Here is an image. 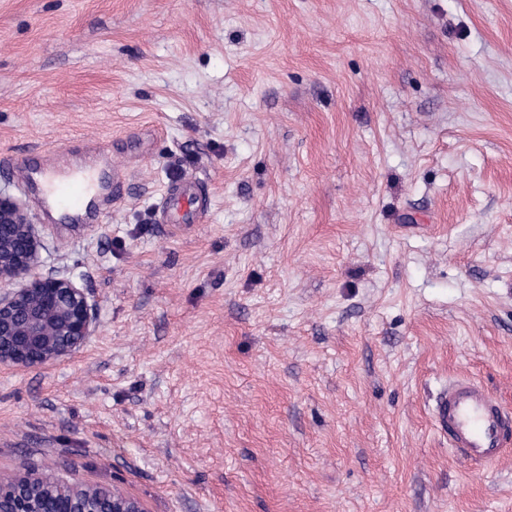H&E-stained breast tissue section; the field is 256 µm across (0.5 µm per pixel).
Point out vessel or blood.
Here are the masks:
<instances>
[{
  "instance_id": "1",
  "label": "vessel or blood",
  "mask_w": 512,
  "mask_h": 512,
  "mask_svg": "<svg viewBox=\"0 0 512 512\" xmlns=\"http://www.w3.org/2000/svg\"><path fill=\"white\" fill-rule=\"evenodd\" d=\"M29 182L41 178L47 185L46 202L62 211L72 223H86L101 183L87 168H69L56 178L43 165L29 163L17 173ZM209 201L194 179L171 185L164 196L159 221L185 224L206 215ZM433 425L455 455L470 464L499 458L512 447V410L481 381L470 377L449 379L437 391L432 405Z\"/></svg>"
}]
</instances>
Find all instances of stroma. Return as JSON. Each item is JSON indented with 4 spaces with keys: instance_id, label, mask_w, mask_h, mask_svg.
<instances>
[{
    "instance_id": "35a3bbf8",
    "label": "stroma",
    "mask_w": 512,
    "mask_h": 512,
    "mask_svg": "<svg viewBox=\"0 0 512 512\" xmlns=\"http://www.w3.org/2000/svg\"><path fill=\"white\" fill-rule=\"evenodd\" d=\"M127 173L55 232L14 167ZM196 176L198 224H161ZM0 187L98 330L0 367V476L146 512H512L432 399L512 407V0H0Z\"/></svg>"
}]
</instances>
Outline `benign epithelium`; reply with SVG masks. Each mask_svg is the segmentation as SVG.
I'll return each mask as SVG.
<instances>
[{
    "mask_svg": "<svg viewBox=\"0 0 512 512\" xmlns=\"http://www.w3.org/2000/svg\"><path fill=\"white\" fill-rule=\"evenodd\" d=\"M44 243L24 204L0 190V366L45 368L97 333L96 301L73 275L43 270ZM0 512H145L116 487L60 484L47 475L0 478Z\"/></svg>",
    "mask_w": 512,
    "mask_h": 512,
    "instance_id": "7a95c632",
    "label": "benign epithelium"
}]
</instances>
